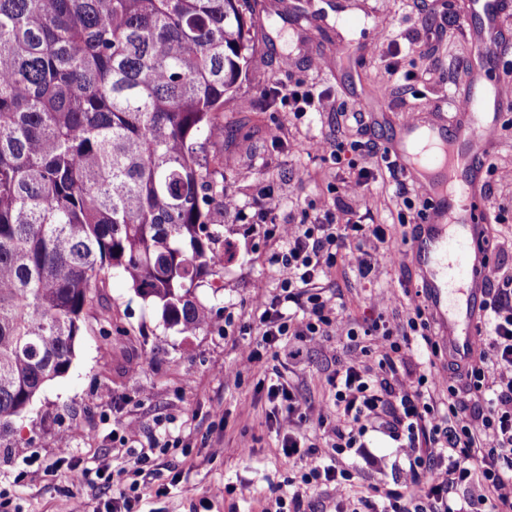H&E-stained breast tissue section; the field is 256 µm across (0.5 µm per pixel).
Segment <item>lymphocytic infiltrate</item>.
I'll return each mask as SVG.
<instances>
[{
    "instance_id": "f902f5d3",
    "label": "lymphocytic infiltrate",
    "mask_w": 512,
    "mask_h": 512,
    "mask_svg": "<svg viewBox=\"0 0 512 512\" xmlns=\"http://www.w3.org/2000/svg\"><path fill=\"white\" fill-rule=\"evenodd\" d=\"M364 148L361 141L315 146L336 166L354 170L347 183L350 191H365L390 177L403 200L397 221L410 227L423 211L415 206L408 177L385 160L356 167L352 155ZM281 203L271 186L256 202L259 217L267 221L265 235L276 245L269 257L275 291L251 300L247 317L255 341L245 347L239 366L224 371L225 378L239 377L242 369L255 366L267 354L283 363V372L259 379L258 392L267 407V423L279 438V455L298 473L300 484L292 490L273 487L264 512H304L305 493L321 487L335 491L336 512H348L346 490L354 473L341 466L339 458L361 447L367 431L377 429L387 432L407 458L408 476L397 489L384 492L372 487L370 495L359 500L363 512H453L448 495L462 484L473 490L471 506L486 504L490 512H512V263L504 257L494 259L485 281L479 350L466 368L451 369L444 378L432 371L431 359L441 349L432 337L435 320L425 301L408 295L399 322L375 320L360 326L322 285L339 267L369 279L375 266L370 242L382 244L387 262L402 257V250L389 244L384 225L365 223L340 199L322 205L305 223H271ZM416 336L431 359L407 379L400 370L406 365L404 351ZM332 339L352 349L381 343L385 350L376 372L354 357L338 363L327 376L330 402L328 415L318 421L326 435L321 446L307 440L298 387L286 372L304 349ZM462 390L474 399V411L467 418L456 400ZM136 437L132 422L119 424L112 432L131 468H70L75 482L113 487V512H135L143 498L140 479L155 465L154 448L137 446Z\"/></svg>"
}]
</instances>
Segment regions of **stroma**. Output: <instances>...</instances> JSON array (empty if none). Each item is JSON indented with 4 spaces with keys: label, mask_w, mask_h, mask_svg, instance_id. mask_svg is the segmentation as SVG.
Instances as JSON below:
<instances>
[{
    "label": "stroma",
    "mask_w": 512,
    "mask_h": 512,
    "mask_svg": "<svg viewBox=\"0 0 512 512\" xmlns=\"http://www.w3.org/2000/svg\"><path fill=\"white\" fill-rule=\"evenodd\" d=\"M485 0H254L247 17L255 58L233 96L224 106L225 125L241 118L249 124L234 140L206 141L208 154L224 161L225 191L236 200L227 211L213 205L211 219L219 232L215 246L231 252L223 269L203 275L196 291L216 320L232 318L230 330L206 328L184 336L167 327L161 311L138 297L128 282L107 275L87 328L75 347L68 373L50 382L34 400L15 430L0 438V489L9 492L13 512H91L112 498L111 489L76 484L69 465L93 469L128 466L113 456L112 430L135 422L138 439L146 443L161 427L178 438L148 476L142 512H261L271 488L290 475L278 455L276 436L265 422L266 406L257 394L260 370H243L238 380H225V367L238 364L247 337L239 327L252 296L274 287L268 258L275 243L263 232L254 201L267 185L278 186L282 205L275 219L300 224L314 214L333 192L342 188L343 170L312 149L319 141L366 140L374 154L359 156L362 166L394 139L395 121L403 115L452 122L456 93L480 91L492 80L512 77V0L500 17L507 40L492 45L478 70L465 73L474 56V34L480 33ZM469 15L470 25L458 18ZM311 86L324 105L298 119L269 98L281 84ZM386 111H379V99ZM361 111L363 125L337 121L340 112ZM497 146L491 158L497 171L486 176L487 204L501 223L489 233L495 248L512 252V110L501 113ZM281 129L280 143L270 141V127ZM354 208L370 207L375 223L389 225L393 243L402 229L395 222L402 201L391 179L373 184L368 196H352ZM412 263L392 267L378 260L372 282L350 269L332 271L326 293L345 303L354 317L372 316L371 297L387 295L385 313L395 317L405 306L404 290L415 279ZM349 351L328 342L326 348L305 351L294 370L307 415L308 433L326 399L325 377L336 359ZM67 432L68 453H60L57 436ZM248 440L250 454L239 443ZM364 441L376 456L369 466L355 453L343 455V465L357 476L348 495L357 498L377 485L395 489L408 473L407 459L382 431L368 432ZM35 455L51 463L67 456L68 466L38 485L20 476L24 458ZM180 474L177 489L155 495L159 485ZM245 485L249 495L224 492L225 484Z\"/></svg>",
    "instance_id": "obj_1"
}]
</instances>
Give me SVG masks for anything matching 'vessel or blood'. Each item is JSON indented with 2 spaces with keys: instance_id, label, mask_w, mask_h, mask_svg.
I'll list each match as a JSON object with an SVG mask.
<instances>
[{
  "instance_id": "vessel-or-blood-1",
  "label": "vessel or blood",
  "mask_w": 512,
  "mask_h": 512,
  "mask_svg": "<svg viewBox=\"0 0 512 512\" xmlns=\"http://www.w3.org/2000/svg\"><path fill=\"white\" fill-rule=\"evenodd\" d=\"M456 106V120L448 128L401 119L391 156L430 203L408 255L440 335L464 361L475 348L490 261L484 243L490 219L481 175L499 115L512 109V91L499 85L480 98L467 93L458 97Z\"/></svg>"
}]
</instances>
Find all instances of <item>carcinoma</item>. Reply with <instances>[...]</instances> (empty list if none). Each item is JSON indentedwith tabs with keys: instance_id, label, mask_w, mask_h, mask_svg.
Returning a JSON list of instances; mask_svg holds the SVG:
<instances>
[{
	"instance_id": "obj_1",
	"label": "carcinoma",
	"mask_w": 512,
	"mask_h": 512,
	"mask_svg": "<svg viewBox=\"0 0 512 512\" xmlns=\"http://www.w3.org/2000/svg\"><path fill=\"white\" fill-rule=\"evenodd\" d=\"M250 0H0V435L66 375L116 269L181 334L224 268L203 141L253 62Z\"/></svg>"
}]
</instances>
